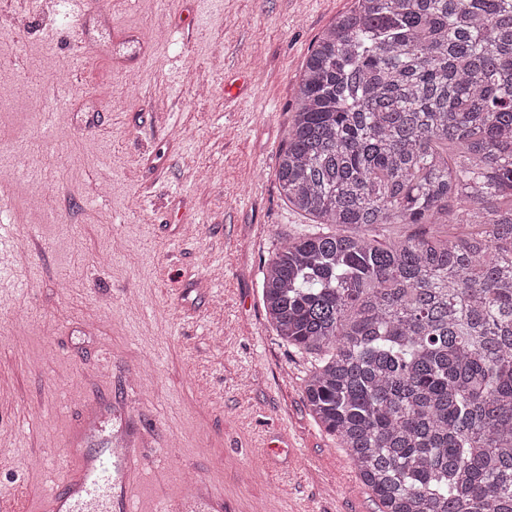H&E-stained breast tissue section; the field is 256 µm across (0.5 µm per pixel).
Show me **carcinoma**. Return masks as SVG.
<instances>
[{
	"label": "carcinoma",
	"mask_w": 512,
	"mask_h": 512,
	"mask_svg": "<svg viewBox=\"0 0 512 512\" xmlns=\"http://www.w3.org/2000/svg\"><path fill=\"white\" fill-rule=\"evenodd\" d=\"M276 177L327 230L279 243L263 304L378 512H512V0H352ZM426 224H390L380 232L378 240L380 242H394L416 235L422 230H431Z\"/></svg>",
	"instance_id": "obj_1"
}]
</instances>
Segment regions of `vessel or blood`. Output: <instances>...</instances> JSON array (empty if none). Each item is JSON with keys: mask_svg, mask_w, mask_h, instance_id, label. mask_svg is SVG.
<instances>
[{"mask_svg": "<svg viewBox=\"0 0 512 512\" xmlns=\"http://www.w3.org/2000/svg\"><path fill=\"white\" fill-rule=\"evenodd\" d=\"M100 425L98 403H87L67 443L70 467L55 489L36 498L33 512H136L134 491L141 467L137 451L86 449V439Z\"/></svg>", "mask_w": 512, "mask_h": 512, "instance_id": "1", "label": "vessel or blood"}]
</instances>
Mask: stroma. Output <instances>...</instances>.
<instances>
[{"instance_id":"obj_1","label":"stroma","mask_w":512,"mask_h":512,"mask_svg":"<svg viewBox=\"0 0 512 512\" xmlns=\"http://www.w3.org/2000/svg\"><path fill=\"white\" fill-rule=\"evenodd\" d=\"M352 0H100L75 36L42 0H0V499L30 512L98 438L140 444L143 512L186 477L223 512H378L303 382L313 358L262 303L280 238L312 222L275 157L312 43ZM74 64L67 105L58 59ZM45 206L32 208L33 198Z\"/></svg>"}]
</instances>
